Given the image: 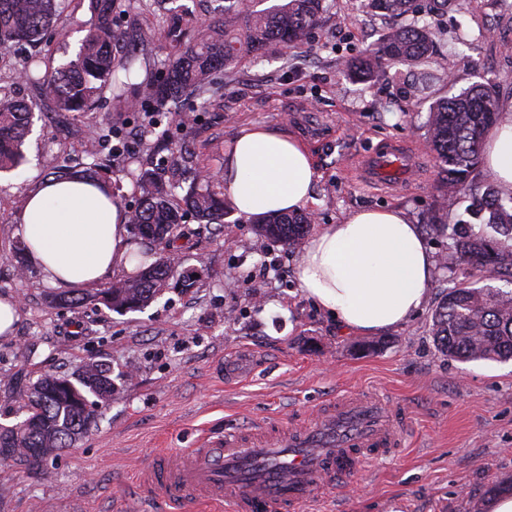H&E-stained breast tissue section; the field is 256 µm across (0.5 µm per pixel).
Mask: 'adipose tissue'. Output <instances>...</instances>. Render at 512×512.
<instances>
[{"mask_svg":"<svg viewBox=\"0 0 512 512\" xmlns=\"http://www.w3.org/2000/svg\"><path fill=\"white\" fill-rule=\"evenodd\" d=\"M482 168L512 194V113L482 136ZM314 163L292 135L251 127L224 156V193L239 216L297 213L312 200ZM128 217L90 181L47 178L31 191L20 233L28 256L55 286L88 287L132 268ZM435 260L418 225L394 207L360 209L320 225L304 245L298 285L338 327L376 336L422 311Z\"/></svg>","mask_w":512,"mask_h":512,"instance_id":"obj_1","label":"adipose tissue"}]
</instances>
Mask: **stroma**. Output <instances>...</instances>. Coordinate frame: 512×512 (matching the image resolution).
I'll return each mask as SVG.
<instances>
[{
    "instance_id": "obj_1",
    "label": "stroma",
    "mask_w": 512,
    "mask_h": 512,
    "mask_svg": "<svg viewBox=\"0 0 512 512\" xmlns=\"http://www.w3.org/2000/svg\"><path fill=\"white\" fill-rule=\"evenodd\" d=\"M88 5L72 0L63 13L67 37L39 43L47 59L58 64L74 53ZM388 25L364 0H335L307 43L270 48L225 74L213 105L167 104L158 142L139 138L144 106L119 113L106 99L77 123L35 116L22 165L0 174V297L19 309L11 335H0V423L15 422L37 378L72 373L91 359L111 367L115 391L96 425L43 471L0 467V512H171L158 491L135 483L156 454L194 447L208 431L287 424L346 392L405 406L407 446L338 479L308 512H489L492 489L512 488V361L461 363L431 336L441 294L479 278L469 265L436 271L423 311L368 340L342 332L302 292L299 251L259 236L252 220L234 213L220 234L192 219L181 225L173 251L195 284H170L142 309L62 305V289L38 269L17 270L20 216L51 163L103 160L99 178L118 183L130 208L140 165L172 162L175 146L190 142L199 166L223 174L225 149L252 126L294 134L310 151L316 182L307 212L315 224L398 207L442 261L449 250L440 227L467 219L468 201L444 203L426 140L428 109L477 82L493 87L499 109L512 107V0H452L435 18L426 62H386L369 80L347 72L345 62L375 50ZM423 72L429 87L412 95ZM390 142L419 149L420 175L395 189L355 177ZM118 143L126 146L120 155L112 151ZM367 341L373 351H362Z\"/></svg>"
}]
</instances>
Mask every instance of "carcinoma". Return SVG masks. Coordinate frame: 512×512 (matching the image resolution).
<instances>
[{
  "instance_id": "1",
  "label": "carcinoma",
  "mask_w": 512,
  "mask_h": 512,
  "mask_svg": "<svg viewBox=\"0 0 512 512\" xmlns=\"http://www.w3.org/2000/svg\"><path fill=\"white\" fill-rule=\"evenodd\" d=\"M325 0H279L269 7L243 10L247 0H224L219 16L211 22H195L182 14L179 0H166L170 7L159 17L152 33L141 37L148 45L165 39L174 49L161 71L145 70L136 84L139 58L120 55L115 45L123 31L115 23L116 0H89L91 18L78 51L63 64L51 67L39 52L19 58L16 74L41 97L52 113L80 117L93 110L108 89L116 111L133 106L127 100L136 89L153 104L163 106L184 96H194L202 104L220 85L222 73L244 58L253 57L271 46L294 47L307 42L326 11ZM450 0H367L366 7L393 20H405L387 32L379 54L345 62L351 73L371 75L381 61L413 65L428 58L433 50L431 24L421 17L433 16ZM63 0H0V54L17 45L39 43L59 20ZM495 92L486 84H476L451 97L440 98L428 112L426 127L431 151L442 174L445 198L455 202L469 193L467 207L481 225L491 229L488 238L474 225L448 224L451 240L450 262L462 261L488 274L490 279L512 283V198L505 199L488 177L482 191H470V176L478 165L481 136L496 118ZM32 107L0 88V172L17 169L22 146L29 132ZM176 182L153 169H142L134 181L137 206L129 214L134 236L149 244L166 246L184 213L204 224H224V188L212 176L196 170L183 201L176 204ZM309 215L261 216L260 235L298 249L311 231ZM178 274L170 258L158 255L139 268L135 275L103 288L59 301L79 306L95 301L111 311L121 312L150 304ZM431 335L437 350L456 361L512 360V290L490 285L479 288L462 284L448 290L433 314ZM112 371L95 360L70 374H47L27 387L22 412L24 418L12 426L0 425V465L18 466L28 472L43 468L48 459L76 447L96 423L102 409L112 400Z\"/></svg>"
}]
</instances>
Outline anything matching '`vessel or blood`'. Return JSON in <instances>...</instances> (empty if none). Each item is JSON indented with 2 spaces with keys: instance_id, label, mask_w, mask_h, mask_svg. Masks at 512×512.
I'll return each instance as SVG.
<instances>
[{
  "instance_id": "vessel-or-blood-1",
  "label": "vessel or blood",
  "mask_w": 512,
  "mask_h": 512,
  "mask_svg": "<svg viewBox=\"0 0 512 512\" xmlns=\"http://www.w3.org/2000/svg\"><path fill=\"white\" fill-rule=\"evenodd\" d=\"M416 169L415 154L396 145L358 172L367 182L394 185ZM407 427L403 407L348 394L291 425L267 421L244 433L205 434L177 459L153 460L139 481L177 512L226 503L233 512H303L315 494H330L337 479L404 448Z\"/></svg>"
}]
</instances>
